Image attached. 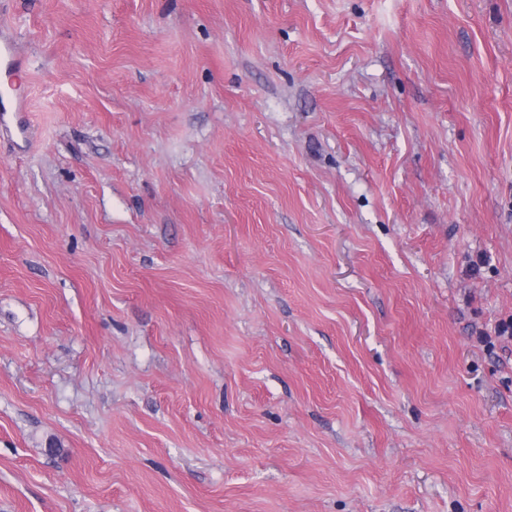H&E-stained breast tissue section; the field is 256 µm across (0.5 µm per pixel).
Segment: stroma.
I'll use <instances>...</instances> for the list:
<instances>
[{"instance_id": "35a3bbf8", "label": "stroma", "mask_w": 512, "mask_h": 512, "mask_svg": "<svg viewBox=\"0 0 512 512\" xmlns=\"http://www.w3.org/2000/svg\"><path fill=\"white\" fill-rule=\"evenodd\" d=\"M0 25V512H512V0ZM19 47L16 37L9 32L0 36V66L5 70L13 69L19 63Z\"/></svg>"}]
</instances>
